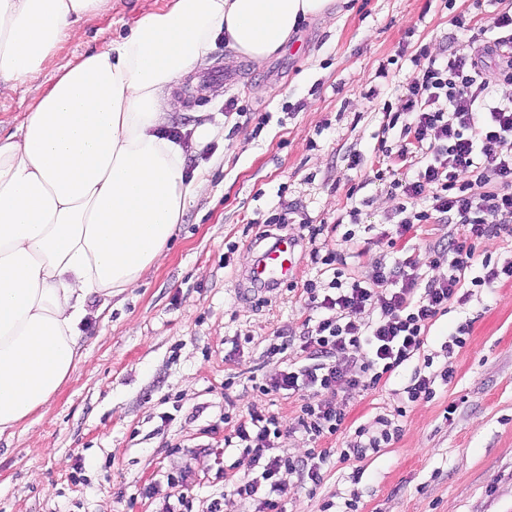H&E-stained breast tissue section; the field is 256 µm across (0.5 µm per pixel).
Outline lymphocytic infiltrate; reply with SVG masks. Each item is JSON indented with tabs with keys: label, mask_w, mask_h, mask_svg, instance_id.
I'll list each match as a JSON object with an SVG mask.
<instances>
[{
	"label": "lymphocytic infiltrate",
	"mask_w": 512,
	"mask_h": 512,
	"mask_svg": "<svg viewBox=\"0 0 512 512\" xmlns=\"http://www.w3.org/2000/svg\"><path fill=\"white\" fill-rule=\"evenodd\" d=\"M485 31L487 40L469 55L420 51L400 87L399 106L382 108L387 127L404 131L397 149L383 152L408 167L392 182L403 199L397 236L435 218L467 227L468 235H451L434 245L431 267H448L442 279L412 272L410 260L381 258L372 280H349L337 268L336 255L310 249L312 263L331 269L332 278L324 291L316 282L303 284L302 294L310 308L324 315L315 324H303L298 336H284L282 344L298 345L312 363L256 386L263 395L312 389L293 431L313 439L336 435L346 415L333 395L376 388L384 375L412 358L432 319L457 299L474 262H481L484 273L470 279L472 286L489 288L512 278V261L498 266L476 255L478 240L512 234V153L502 150L512 141V99L496 101L488 92L493 82L512 83V12L489 15ZM368 311L377 312V319L362 321ZM280 435L276 415L253 409L224 439L225 447H239L263 464L259 475L232 486L233 495L254 505V512H283L284 475H297L301 484L314 487L323 480L329 451L265 457V449Z\"/></svg>",
	"instance_id": "obj_1"
}]
</instances>
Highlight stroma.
<instances>
[{
	"label": "stroma",
	"mask_w": 512,
	"mask_h": 512,
	"mask_svg": "<svg viewBox=\"0 0 512 512\" xmlns=\"http://www.w3.org/2000/svg\"><path fill=\"white\" fill-rule=\"evenodd\" d=\"M167 0H106L76 25L45 67H59L107 48L143 15ZM335 24L302 21L288 44L263 62L235 58L223 37L172 93L168 116L185 141L187 171L207 170L211 192L188 204L165 259L137 288L88 301L78 341L82 358L61 390L16 429L0 435V512H165L185 494L191 512H210L223 494L224 512H248L230 493L256 474L250 456L224 446L231 424L251 408L291 424L308 390L267 396L251 389L266 378L307 365L298 347L279 348L278 335L300 332L311 310L298 288L318 275L311 246L344 258L345 276L368 280L375 258H411L429 270V246L462 226L418 224L392 247L400 216L390 180L348 167L379 155L383 103H397L398 86L421 47L472 50L467 37L449 40L450 21L480 23L512 0H334ZM386 65L387 80L377 79ZM41 93L17 87L0 97V133L16 132ZM222 137L196 146L202 123ZM359 185L366 201L358 223L342 220L347 193ZM288 212L298 237L290 284L246 291L244 274L267 242L266 220ZM323 225L315 244L301 240L303 223ZM468 291L428 326L421 349L377 388L339 393L346 427L314 440L282 433L276 452L349 447L354 430L397 417L401 430L363 459L332 456L317 489L286 477L284 512H512V279ZM467 326L463 347L444 344ZM453 365L451 383L436 380L429 400L410 401L417 372L436 375Z\"/></svg>",
	"instance_id": "35a3bbf8"
}]
</instances>
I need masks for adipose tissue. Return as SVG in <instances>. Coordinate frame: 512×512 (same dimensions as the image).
I'll list each match as a JSON object with an SVG mask.
<instances>
[{
  "mask_svg": "<svg viewBox=\"0 0 512 512\" xmlns=\"http://www.w3.org/2000/svg\"><path fill=\"white\" fill-rule=\"evenodd\" d=\"M104 0H0V96L38 82ZM332 0H169L109 48L61 67L20 125L0 136V433L70 377L90 297L118 296L165 257L208 191L166 132L171 85L216 35L261 62Z\"/></svg>",
  "mask_w": 512,
  "mask_h": 512,
  "instance_id": "1",
  "label": "adipose tissue"
}]
</instances>
